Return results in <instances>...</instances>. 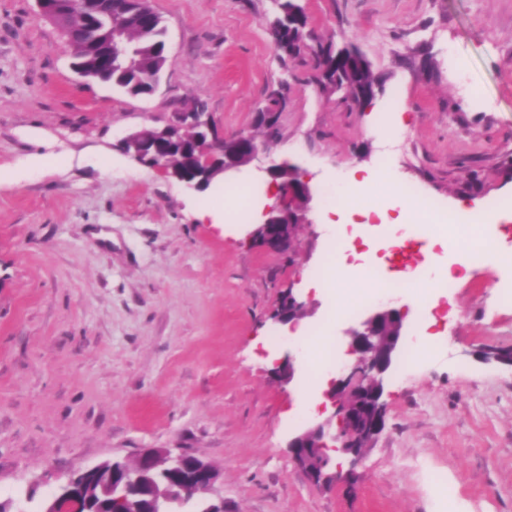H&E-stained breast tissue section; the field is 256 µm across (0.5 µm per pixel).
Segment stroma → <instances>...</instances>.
Returning <instances> with one entry per match:
<instances>
[{
  "label": "stroma",
  "instance_id": "1",
  "mask_svg": "<svg viewBox=\"0 0 512 512\" xmlns=\"http://www.w3.org/2000/svg\"><path fill=\"white\" fill-rule=\"evenodd\" d=\"M309 52L283 61L268 30L273 0H152L167 28L155 93L127 94L70 67L36 0H0V498L141 449L189 450L215 465L224 512H512V367L485 360L512 348V266L473 264L426 307L410 336L432 348L395 374L388 422L352 474L313 487L288 454L312 416L295 410L301 377L284 382L285 328L270 315L302 292L301 324L345 328L305 290L336 246L323 223L330 187L352 176L412 187L441 216L470 220L512 194V0H302ZM355 46L382 91L366 106L315 82L314 49ZM288 85L275 136L254 124L269 90ZM203 101L219 129L252 135L267 163L309 179L306 224L292 257L248 234L270 195L253 162L202 192L143 166L121 145ZM254 188L227 234L199 220L222 208L225 184ZM348 216L363 263L382 267L398 213ZM448 242L422 225L398 270L445 269Z\"/></svg>",
  "mask_w": 512,
  "mask_h": 512
}]
</instances>
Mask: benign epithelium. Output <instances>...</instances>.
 <instances>
[{
	"mask_svg": "<svg viewBox=\"0 0 512 512\" xmlns=\"http://www.w3.org/2000/svg\"><path fill=\"white\" fill-rule=\"evenodd\" d=\"M38 18L49 21L64 38L68 50L76 47L73 19L88 13L100 15L104 23L100 31L111 41L108 67L129 63L127 39L123 29L112 26L113 8L119 0H68V13L62 14L54 0H37ZM280 107L264 102L258 106L256 120L276 132ZM189 127L203 132L193 146L186 162L179 166L171 160L168 143L174 132ZM125 152L141 164L161 169L172 178L195 190L203 189V180L213 181L258 158L261 145L254 137L243 134H215L211 115L207 112H175L161 127L146 137L129 133L123 139ZM268 174L279 179L276 201L263 212L264 220L250 233L252 243L276 255H291L297 242L296 228L305 223L301 201L311 200L308 182L296 178V168ZM307 303L289 288L272 313L273 323L295 327ZM407 312L392 301H379L356 324L345 330L344 338L351 363L336 370L329 381L325 396L333 407L331 416L312 421L288 437V453L314 486L327 483L332 474L328 469L332 459L327 454L326 440L336 443L334 450L355 467L365 457L371 443L385 430L388 406L385 399L389 381L402 360L409 340L405 319ZM284 355L276 374L290 382L296 367L293 351ZM112 468V481L101 483L94 494L110 497L127 504L125 512H141V504L126 498L129 487L144 490L148 502L173 503L196 501L205 506L204 512H224V498L219 495L221 473L208 461L188 452L172 454L163 448L141 452L135 463L103 461L72 474L65 484L47 498L41 512H88L90 493L78 483L82 474Z\"/></svg>",
	"mask_w": 512,
	"mask_h": 512,
	"instance_id": "1",
	"label": "benign epithelium"
}]
</instances>
